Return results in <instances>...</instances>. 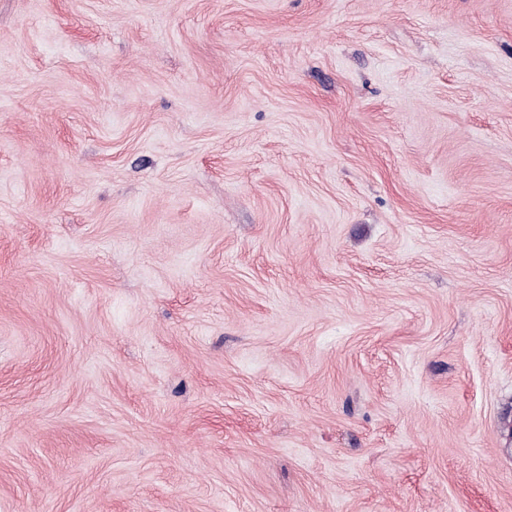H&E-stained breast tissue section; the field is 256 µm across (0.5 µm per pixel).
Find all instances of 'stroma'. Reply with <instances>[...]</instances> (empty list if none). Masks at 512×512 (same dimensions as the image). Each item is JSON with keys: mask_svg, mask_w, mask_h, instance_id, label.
<instances>
[{"mask_svg": "<svg viewBox=\"0 0 512 512\" xmlns=\"http://www.w3.org/2000/svg\"><path fill=\"white\" fill-rule=\"evenodd\" d=\"M0 512H512V0H0Z\"/></svg>", "mask_w": 512, "mask_h": 512, "instance_id": "obj_1", "label": "stroma"}]
</instances>
